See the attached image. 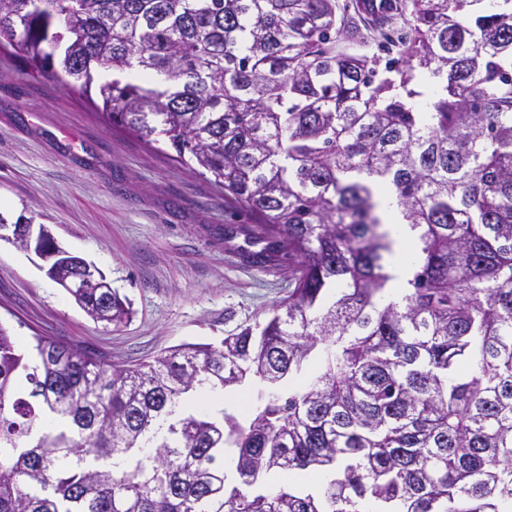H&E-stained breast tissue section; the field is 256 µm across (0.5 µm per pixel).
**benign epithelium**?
I'll list each match as a JSON object with an SVG mask.
<instances>
[{
    "label": "benign epithelium",
    "mask_w": 512,
    "mask_h": 512,
    "mask_svg": "<svg viewBox=\"0 0 512 512\" xmlns=\"http://www.w3.org/2000/svg\"><path fill=\"white\" fill-rule=\"evenodd\" d=\"M0 230L14 234L18 240L26 241L24 250L34 252V254L48 264L47 274H52L58 269H63L64 282L68 285H76L80 288L91 286L93 288H109L110 282L101 278L95 266L87 263L82 258L68 254L61 248L45 249L42 244L53 238L50 230L42 225L40 226L37 238H32L33 230L31 226L21 220L17 223L0 221Z\"/></svg>",
    "instance_id": "1"
}]
</instances>
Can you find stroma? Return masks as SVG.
Returning a JSON list of instances; mask_svg holds the SVG:
<instances>
[{"mask_svg": "<svg viewBox=\"0 0 512 512\" xmlns=\"http://www.w3.org/2000/svg\"><path fill=\"white\" fill-rule=\"evenodd\" d=\"M0 213L46 225L133 311L121 330L103 329L41 259L0 241V325L23 349L51 336L134 365L254 326L293 287L287 267L252 266L244 235L228 236L229 226L252 221L234 200L166 151L108 129L84 96L31 75L8 47H0Z\"/></svg>", "mask_w": 512, "mask_h": 512, "instance_id": "obj_1", "label": "stroma"}]
</instances>
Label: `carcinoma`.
I'll use <instances>...</instances> for the list:
<instances>
[{
    "mask_svg": "<svg viewBox=\"0 0 512 512\" xmlns=\"http://www.w3.org/2000/svg\"><path fill=\"white\" fill-rule=\"evenodd\" d=\"M2 42L210 176L294 288L133 366L0 325V512H512V0H0ZM382 190L418 231L398 302ZM236 386L243 420L194 403Z\"/></svg>",
    "mask_w": 512,
    "mask_h": 512,
    "instance_id": "obj_1",
    "label": "carcinoma"
}]
</instances>
